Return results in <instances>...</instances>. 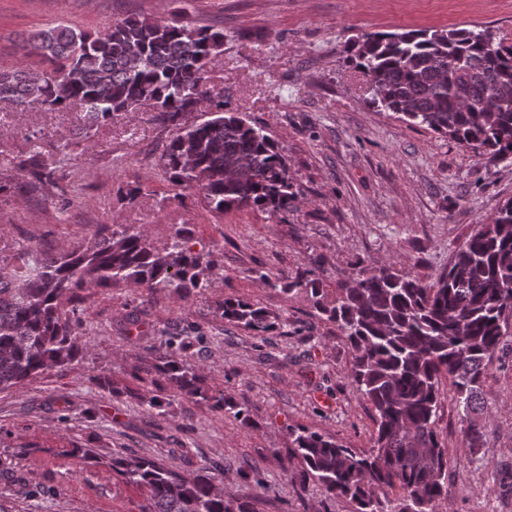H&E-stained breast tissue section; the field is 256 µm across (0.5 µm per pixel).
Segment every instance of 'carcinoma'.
I'll return each instance as SVG.
<instances>
[{
  "label": "carcinoma",
  "instance_id": "obj_1",
  "mask_svg": "<svg viewBox=\"0 0 512 512\" xmlns=\"http://www.w3.org/2000/svg\"><path fill=\"white\" fill-rule=\"evenodd\" d=\"M30 43L51 71L0 69V102L56 112L79 106L86 130L150 102L156 118L176 128L157 161L173 190H198L216 215L244 208L276 213L296 200L278 143L243 114L224 111L223 95L206 87L224 32L124 18L95 34L58 24ZM357 59L372 103L480 156H512V42L486 29L377 33L357 44ZM202 98L209 116L188 121ZM13 165L29 176V192L61 170L38 151ZM215 267L214 251L195 249L183 231L161 251L144 231L110 224L96 225L93 241L67 254L27 249L19 262L0 265V391L71 369L83 292L134 285L188 298L211 287ZM288 288L309 293L322 319L350 344L351 377L375 425L364 455L332 435L290 430L298 483L316 482L350 499L355 512H435L448 466L436 427L442 380L451 381L462 407L466 447H482L484 426L470 414L479 408L489 360L512 335V200L479 225L431 284L385 265L342 281L333 299L310 271ZM217 310L258 336L282 326L249 299H225ZM199 380L193 366L166 353L143 360L139 372L144 402L158 411L175 397L203 395ZM110 465L143 492L140 512H260L277 494L243 472L252 492L230 497L217 489L224 468L207 462L179 474L159 460L114 452Z\"/></svg>",
  "mask_w": 512,
  "mask_h": 512
}]
</instances>
